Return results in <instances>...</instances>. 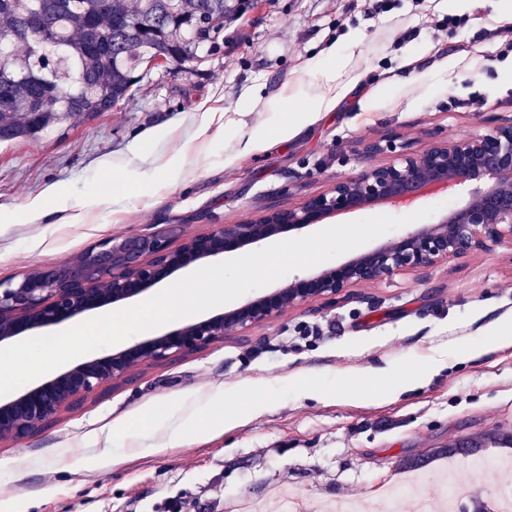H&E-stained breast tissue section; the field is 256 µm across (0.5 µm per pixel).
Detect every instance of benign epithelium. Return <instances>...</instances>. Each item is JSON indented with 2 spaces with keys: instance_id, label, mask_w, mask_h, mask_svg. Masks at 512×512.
<instances>
[{
  "instance_id": "obj_1",
  "label": "benign epithelium",
  "mask_w": 512,
  "mask_h": 512,
  "mask_svg": "<svg viewBox=\"0 0 512 512\" xmlns=\"http://www.w3.org/2000/svg\"><path fill=\"white\" fill-rule=\"evenodd\" d=\"M462 186L464 202L436 222L408 230L381 245L259 295L233 309L136 341L79 363L17 396L0 400V440L21 439L80 407L143 364L169 360L221 343L224 337L279 318L286 309L336 295L359 284L445 264L489 247L512 245V124L454 140L437 139L420 153L336 179L294 207L273 209L240 224H217L176 247L165 233L106 237L80 258L35 267L0 279V342L69 322L108 304H120L203 259L240 251L336 214L358 212L379 201L407 205L426 194Z\"/></svg>"
}]
</instances>
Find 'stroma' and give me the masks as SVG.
I'll list each match as a JSON object with an SVG mask.
<instances>
[{"mask_svg":"<svg viewBox=\"0 0 512 512\" xmlns=\"http://www.w3.org/2000/svg\"><path fill=\"white\" fill-rule=\"evenodd\" d=\"M224 21V44L197 67L158 66L112 111L0 142V278L76 260L105 237L258 218L336 178L512 122V20L505 0H252ZM335 99L298 135L293 112ZM207 135H200L203 122ZM384 150L369 153L368 145ZM53 190L48 216L27 202ZM80 222H72L73 214ZM512 316V245L313 300L205 350L145 364L44 429L0 441V512H385L391 487L438 491L452 473L492 507L494 471L432 459L512 432V344L484 341ZM462 343L480 348L454 357ZM383 368L397 399H348ZM261 412H251L252 403ZM242 422L211 438L194 423L218 408ZM181 444L164 447L172 430ZM430 457L420 471L409 457ZM487 441H490V443L494 444L508 442L510 445H512V433H488L482 436L480 439L475 440L474 443L466 448H439L435 457H450L456 455L457 453L476 455L479 451L482 450L484 443Z\"/></svg>","mask_w":512,"mask_h":512,"instance_id":"1","label":"stroma"}]
</instances>
